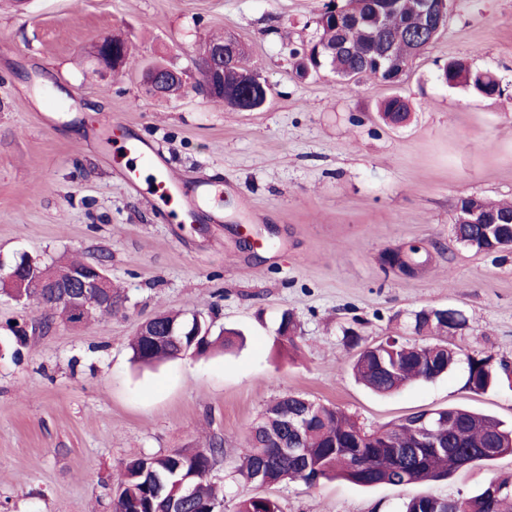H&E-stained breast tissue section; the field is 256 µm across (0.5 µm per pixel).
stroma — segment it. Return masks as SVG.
Segmentation results:
<instances>
[{
	"mask_svg": "<svg viewBox=\"0 0 512 512\" xmlns=\"http://www.w3.org/2000/svg\"><path fill=\"white\" fill-rule=\"evenodd\" d=\"M323 0H0V260H105L124 301L74 328L58 314L0 294V504L8 512H113L114 477L142 455L224 445L210 474L224 512L248 496L283 512H399L419 494L459 498L512 476V455L407 487L343 480L259 486L234 471L237 450L267 405L299 394L341 408L367 429L421 410L468 407L512 422V388L466 385L469 355L512 363V252L477 253L453 240L459 197L512 203V0H449L439 39L399 87H347L331 72L299 78L290 52L316 39ZM233 34L270 87L243 112L196 91L200 44ZM130 45L118 76L95 74L89 44ZM498 75L483 98L438 78L449 59ZM184 71L183 90L148 94L143 70ZM413 104L391 129L379 104ZM153 144L170 173L210 179L224 224L177 223L169 205L123 180V147ZM261 248L241 249L242 234ZM419 244L414 277L384 273L379 255ZM452 307L467 325L445 338L460 359L447 375L388 396L355 382L363 344L397 334L423 309ZM202 311L242 344L153 367L131 361L139 324ZM302 336L289 348L283 313ZM51 319L49 332L33 327Z\"/></svg>",
	"mask_w": 512,
	"mask_h": 512,
	"instance_id": "stroma-1",
	"label": "stroma"
}]
</instances>
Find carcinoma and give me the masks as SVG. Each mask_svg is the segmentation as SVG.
Wrapping results in <instances>:
<instances>
[{
  "label": "carcinoma",
  "instance_id": "cac0c4a2",
  "mask_svg": "<svg viewBox=\"0 0 512 512\" xmlns=\"http://www.w3.org/2000/svg\"><path fill=\"white\" fill-rule=\"evenodd\" d=\"M376 0H346L340 9L362 18L372 15ZM415 0H401V19L391 18L381 31L360 26L347 33L349 49L327 59L318 58L317 46L334 43L339 38L334 14L323 16L317 27L318 40L302 45L291 57L306 60L312 71L328 70L343 78L350 73L376 78L375 73L363 72L365 60L376 50L383 37L399 27V21L410 29L408 37L395 44V52L406 59L417 46L430 42L420 39L415 31L412 12ZM252 72L246 65V50L240 48L231 66L224 71V82L236 89L216 101L234 107L248 97L260 105L269 87L245 77ZM439 79L450 87L464 86L484 98L503 93L501 80L490 71L474 70L460 60H450L440 68ZM385 123L397 127L410 116L406 97L395 94L381 106ZM461 211L456 207L455 242L476 253H497L512 250V227L505 225L487 234L480 224H462ZM411 331L417 336H429L431 341L411 344L395 336L359 351L351 365L355 378L378 394H390L406 384L431 381L447 373L457 362V353L443 344L440 336L448 331L447 317L432 309L413 314ZM279 335L291 348H296L298 326L293 318H281ZM191 337L152 346L144 337L136 336L130 347L135 360L153 363L179 358V344ZM512 381V367L505 362L492 363V356L467 357L466 387L483 392L502 380ZM310 399L301 395H285L276 399L264 417L253 428L242 448L237 451V471L248 481L259 484L301 481L315 486L323 480L344 479L354 485L371 487L379 484L412 485L427 480H442L461 466L462 455L469 450L491 448L493 453L473 458V462H490L512 454V427L492 416L467 408L454 407L438 413L431 427L430 438L438 448L425 449L415 414L400 422L377 429H365L335 406L316 404L313 415L302 435L286 427L288 416L300 413ZM284 448H301L299 455L282 452ZM224 454L222 443L214 442L207 449L181 451L168 455H147L125 463L117 474L120 493L114 502V512H216L221 506L208 483L215 463ZM194 474L188 481L189 495L177 491V482L185 474ZM503 493L497 499L481 491L473 497L441 498L418 495L403 504L400 512H512V481H494ZM238 512H282L279 502L271 497H249L241 502Z\"/></svg>",
  "mask_w": 512,
  "mask_h": 512
}]
</instances>
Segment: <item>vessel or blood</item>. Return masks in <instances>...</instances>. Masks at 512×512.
Returning a JSON list of instances; mask_svg holds the SVG:
<instances>
[{"label": "vessel or blood", "mask_w": 512, "mask_h": 512, "mask_svg": "<svg viewBox=\"0 0 512 512\" xmlns=\"http://www.w3.org/2000/svg\"><path fill=\"white\" fill-rule=\"evenodd\" d=\"M125 154L134 155L136 161L142 165L157 169V176L152 179L146 188L147 194L171 201L179 202L184 209L186 221H194L199 211H207L210 221L216 224L223 223L224 212L221 208L212 206V187L208 181L201 179H187L172 177L161 171L160 156L154 147L147 142L137 141L129 143L124 148Z\"/></svg>", "instance_id": "vessel-or-blood-1"}]
</instances>
